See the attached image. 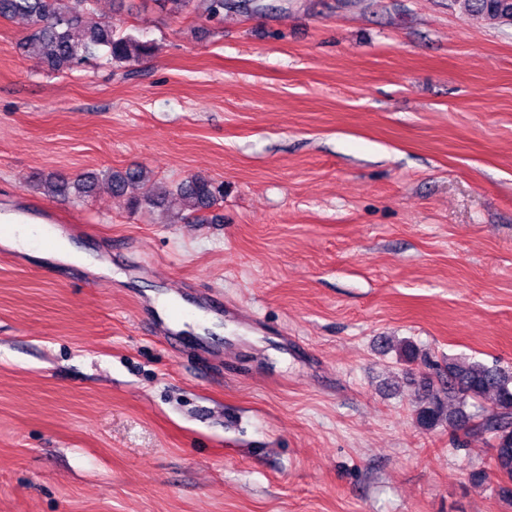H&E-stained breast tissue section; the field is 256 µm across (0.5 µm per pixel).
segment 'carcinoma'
<instances>
[{
  "instance_id": "carcinoma-1",
  "label": "carcinoma",
  "mask_w": 512,
  "mask_h": 512,
  "mask_svg": "<svg viewBox=\"0 0 512 512\" xmlns=\"http://www.w3.org/2000/svg\"><path fill=\"white\" fill-rule=\"evenodd\" d=\"M206 18L220 22L227 0H199ZM461 10L492 23L512 22V0H454ZM93 0H0V18L29 21L33 31L18 43L21 53L37 57L49 74L71 72L86 61L121 65L152 55L154 45L112 27V20L94 18ZM98 175L74 181L63 176L37 177L35 186L48 196H64L73 189L78 196L94 190ZM112 195L125 200L131 212L164 204L173 196L186 203L181 219L206 224L205 211L224 198V184L191 175L175 186L157 193L147 188L149 172L143 167L110 170L103 174ZM436 378L426 377L415 409L416 423L433 430L445 423L473 422L474 430L488 436L493 454L491 464L507 484H512V368L479 361L450 358L436 369ZM493 394L495 410L485 415L477 406Z\"/></svg>"
}]
</instances>
